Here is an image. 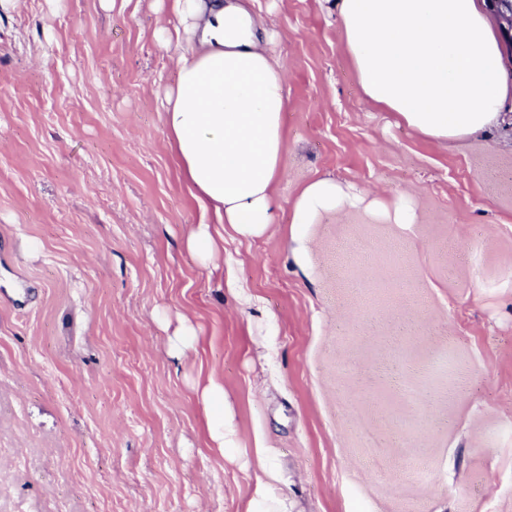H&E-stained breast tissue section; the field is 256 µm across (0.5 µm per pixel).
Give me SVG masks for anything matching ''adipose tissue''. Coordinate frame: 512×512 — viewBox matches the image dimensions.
I'll list each match as a JSON object with an SVG mask.
<instances>
[{
  "mask_svg": "<svg viewBox=\"0 0 512 512\" xmlns=\"http://www.w3.org/2000/svg\"><path fill=\"white\" fill-rule=\"evenodd\" d=\"M196 35L161 102L169 145L193 197L214 221L195 225L187 250L214 265L225 236L250 239L276 223L274 186L285 145L287 70L259 42L258 22L231 0H175ZM345 51L368 103L436 140L480 135L504 119L512 98L501 35L482 0H336ZM364 194L322 177L293 205L300 227ZM210 447L240 452L233 413L216 378L197 391ZM244 512H288L269 449L257 447Z\"/></svg>",
  "mask_w": 512,
  "mask_h": 512,
  "instance_id": "obj_1",
  "label": "adipose tissue"
}]
</instances>
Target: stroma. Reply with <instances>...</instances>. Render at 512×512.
Returning a JSON list of instances; mask_svg holds the SVG:
<instances>
[{
	"label": "stroma",
	"mask_w": 512,
	"mask_h": 512,
	"mask_svg": "<svg viewBox=\"0 0 512 512\" xmlns=\"http://www.w3.org/2000/svg\"><path fill=\"white\" fill-rule=\"evenodd\" d=\"M243 2L287 66L279 221L206 270L185 240L213 218L159 107L189 41L173 0H0V512H238L258 433L289 512H512V125L396 124L331 0ZM324 176L415 223L337 210L296 252ZM211 376L233 460L193 391ZM369 205L381 209L394 224H412L413 212L405 199H396L390 203H386L380 198H374ZM196 393L204 411L209 447L216 448L227 459H234L229 453H240L242 448L223 383L211 376L201 389L197 385Z\"/></svg>",
	"instance_id": "stroma-1"
}]
</instances>
